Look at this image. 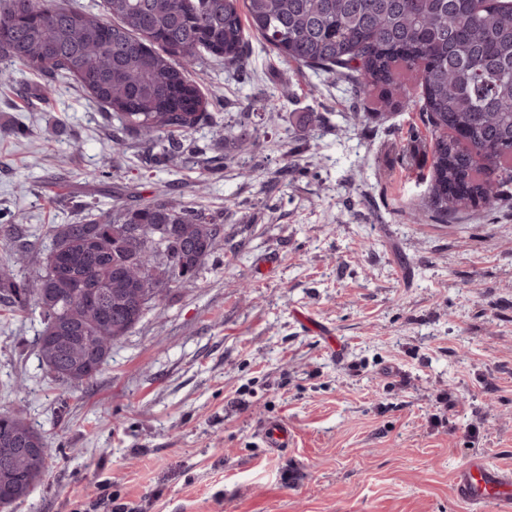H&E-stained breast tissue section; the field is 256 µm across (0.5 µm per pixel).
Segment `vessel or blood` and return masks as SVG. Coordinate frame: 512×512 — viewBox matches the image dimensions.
<instances>
[{
	"label": "vessel or blood",
	"instance_id": "b4317fda",
	"mask_svg": "<svg viewBox=\"0 0 512 512\" xmlns=\"http://www.w3.org/2000/svg\"><path fill=\"white\" fill-rule=\"evenodd\" d=\"M263 447H287L293 431L286 422H267L259 433ZM455 499L469 507L470 512H482L489 503L512 507V471L498 467L484 455L478 454L458 466L453 472Z\"/></svg>",
	"mask_w": 512,
	"mask_h": 512
}]
</instances>
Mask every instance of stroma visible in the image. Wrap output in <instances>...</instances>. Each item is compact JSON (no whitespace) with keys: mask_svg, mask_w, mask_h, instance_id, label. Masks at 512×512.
Returning a JSON list of instances; mask_svg holds the SVG:
<instances>
[{"mask_svg":"<svg viewBox=\"0 0 512 512\" xmlns=\"http://www.w3.org/2000/svg\"><path fill=\"white\" fill-rule=\"evenodd\" d=\"M244 68L194 80L211 121L188 152L115 141L70 80L50 102L0 85V263L34 270L48 230L174 198L223 214L221 245L90 383L41 365L38 310L0 304V411L48 439L42 483L0 512H468L452 474L512 469V207L414 222L431 158L419 107L285 60L249 36ZM247 125L225 137V125ZM270 420L288 447L264 448ZM293 436V430L288 423L280 420L267 422L259 433L263 447L271 449L288 447Z\"/></svg>","mask_w":512,"mask_h":512,"instance_id":"stroma-1","label":"stroma"}]
</instances>
